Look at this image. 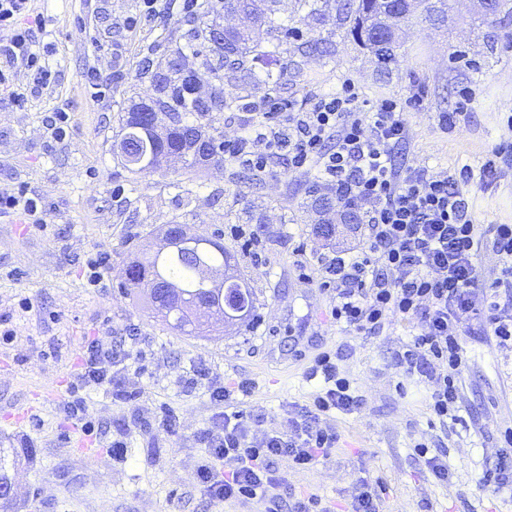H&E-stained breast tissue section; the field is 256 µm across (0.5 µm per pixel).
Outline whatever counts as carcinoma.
Here are the masks:
<instances>
[{"label":"carcinoma","mask_w":512,"mask_h":512,"mask_svg":"<svg viewBox=\"0 0 512 512\" xmlns=\"http://www.w3.org/2000/svg\"><path fill=\"white\" fill-rule=\"evenodd\" d=\"M280 0H218L207 2L194 20L195 26L186 34V42L172 49L155 69L142 72L152 82H157L159 97L154 107L169 115L159 132H147L144 126L151 114H141L143 106L135 105L128 112L123 134L115 144L121 164L138 175H151L161 161L173 158L188 172L208 166L224 165L221 136L214 127L215 114L226 110L244 111L251 107V99L266 87L278 84L287 70L288 34L290 27L279 15ZM298 10L316 17L326 25L335 22L319 0H296ZM400 0H344L341 15L348 23L352 38L371 52L383 69L399 64L398 28L420 13L431 25H442L448 20L447 0H412L410 14L393 21L395 30L383 26L382 19L400 9ZM242 11L247 13L253 26L265 29L266 40L253 38L250 32L219 30L217 19L221 12ZM203 57L198 68L186 67L189 57ZM269 60L279 65L278 71L269 70L265 77L257 79L245 94L228 97L224 94V79H233L245 69L247 63H265ZM198 80L207 77L211 85L209 97L195 95L189 99L181 95L186 78ZM163 245L153 250L144 247L137 251L129 265L130 270L144 271L157 281L166 284L170 293L167 313L162 320L180 331L190 326L197 329L191 307L222 306L224 297L233 299L229 307L231 316L238 321L247 320L254 309L253 291L249 283L239 275L224 284V289L213 288L204 276L208 269L216 274L231 267L230 256L224 245L196 237L182 224H170L163 231Z\"/></svg>","instance_id":"carcinoma-1"}]
</instances>
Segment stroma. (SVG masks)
<instances>
[{"label":"stroma","mask_w":512,"mask_h":512,"mask_svg":"<svg viewBox=\"0 0 512 512\" xmlns=\"http://www.w3.org/2000/svg\"><path fill=\"white\" fill-rule=\"evenodd\" d=\"M139 6L140 0H33V13L46 22L34 41L54 82L22 104L0 100V191L20 188L42 198L47 221L40 228L16 214L0 216V328L12 332L0 338V448L26 456L17 477L19 512H263L256 500L210 502L198 485L204 454L197 436L217 411L205 391L248 379L254 389L244 409L281 416L284 407L309 403L314 385L305 372L322 348L342 351L365 403L334 418L341 448L313 469L286 468L289 490L339 503L366 472L387 482L388 512H512L511 496L476 483L512 429V351L470 337L459 416L444 423L431 416L423 386L395 365L413 325L398 321L382 334L355 336L330 315L317 257L358 249L362 237L349 224L337 225L330 240L316 233L320 215L304 194L315 173L290 171L283 158L263 173L228 162L196 174L165 166L145 179L120 166L112 146L122 123L132 103L152 94L142 73L188 29L182 0H160L157 16L127 29L125 18ZM295 11V0H283V15ZM511 33L512 18L491 28L470 0H456L446 25L406 27L402 63L384 74L346 26L319 31L295 19L288 72L276 92L300 99L354 79L367 96L407 102L410 140L397 151L399 163L476 167L489 145L512 137ZM315 36L331 57L297 54ZM115 44L121 57L110 54ZM92 67L102 84L97 94L83 79ZM464 87L476 99L455 131L442 133L435 116L453 111ZM58 110L70 122L65 136L54 138L46 122ZM249 211L262 239L256 258L230 235ZM473 212L481 224H512V173L477 193ZM176 222L232 254L254 292L250 322L190 336L123 294L122 272L134 252ZM99 252L110 261L93 288L84 272ZM105 334L118 349L115 376L137 396L123 403L91 391L86 415L98 432L89 436L66 423L61 401L77 380L79 352ZM170 412L179 419L173 432L161 423ZM116 438L126 443L121 459L108 453ZM418 441L446 456L452 485L438 484L414 456Z\"/></svg>","instance_id":"obj_1"}]
</instances>
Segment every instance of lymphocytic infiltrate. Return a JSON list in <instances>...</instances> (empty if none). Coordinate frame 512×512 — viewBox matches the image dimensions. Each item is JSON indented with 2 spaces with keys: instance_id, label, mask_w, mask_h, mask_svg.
<instances>
[{
  "instance_id": "f902f5d3",
  "label": "lymphocytic infiltrate",
  "mask_w": 512,
  "mask_h": 512,
  "mask_svg": "<svg viewBox=\"0 0 512 512\" xmlns=\"http://www.w3.org/2000/svg\"><path fill=\"white\" fill-rule=\"evenodd\" d=\"M30 2L0 0V93L13 102L23 98L12 88L16 69L35 88L52 81L34 47L33 29L43 20L31 15ZM404 112L394 99L367 98L350 79L299 101L268 94L246 116L242 134L225 140L224 158L262 172L273 158L287 156L291 170H316L337 201L359 213L367 230L363 247L320 263L321 284L334 292L331 317L364 336L395 318L413 323L416 332L396 353V364L406 378L425 381L426 406L444 421L459 409L468 337L512 349V224L476 223L470 196L493 189L512 166V141L489 146L475 168L400 166L396 151L410 135ZM484 249L498 259L489 280L475 264ZM80 356L79 389H111L116 399H130L129 391L112 387L111 337L93 338ZM307 378L317 384L311 402L270 423L232 398L236 391L250 396L252 382L240 381L233 391L208 388L210 402L221 408L218 421L198 436L205 454L198 482L208 499H258L265 512H385L388 488L367 475L339 510L313 493L284 499L278 460L312 469L340 445L332 414L357 412L364 403L339 352L319 353Z\"/></svg>"
}]
</instances>
